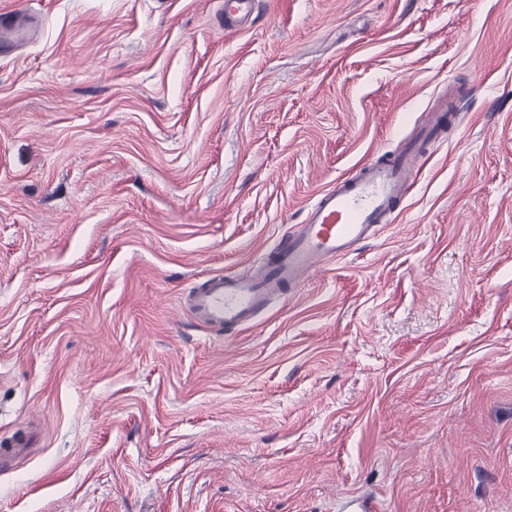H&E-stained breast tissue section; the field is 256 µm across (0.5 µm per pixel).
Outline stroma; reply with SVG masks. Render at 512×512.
I'll list each match as a JSON object with an SVG mask.
<instances>
[{"instance_id":"35a3bbf8","label":"stroma","mask_w":512,"mask_h":512,"mask_svg":"<svg viewBox=\"0 0 512 512\" xmlns=\"http://www.w3.org/2000/svg\"><path fill=\"white\" fill-rule=\"evenodd\" d=\"M0 512H512V0H0ZM457 101L372 241L187 311ZM256 0H225L224 28L228 31L239 30L252 21Z\"/></svg>"}]
</instances>
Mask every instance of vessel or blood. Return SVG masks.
<instances>
[{"mask_svg":"<svg viewBox=\"0 0 512 512\" xmlns=\"http://www.w3.org/2000/svg\"><path fill=\"white\" fill-rule=\"evenodd\" d=\"M256 0H224V28L252 21ZM445 122L444 109L431 110L419 139L387 160L361 165L351 176L319 191L297 229L280 236L255 274L217 275L195 289L191 309L199 321L220 329L247 327L289 287L304 283L328 263L353 254L388 223L416 182L422 167L420 143Z\"/></svg>","mask_w":512,"mask_h":512,"instance_id":"b4317fda","label":"vessel or blood"}]
</instances>
